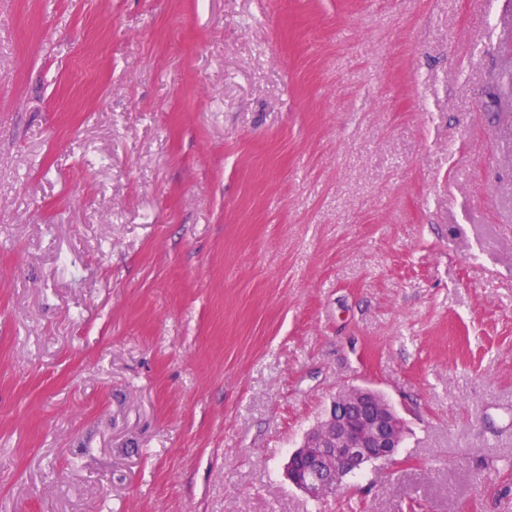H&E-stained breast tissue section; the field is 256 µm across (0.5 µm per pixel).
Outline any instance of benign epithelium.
Wrapping results in <instances>:
<instances>
[{"label":"benign epithelium","instance_id":"7a95c632","mask_svg":"<svg viewBox=\"0 0 512 512\" xmlns=\"http://www.w3.org/2000/svg\"><path fill=\"white\" fill-rule=\"evenodd\" d=\"M403 438L404 421L393 404L368 386L351 385L336 394L322 428L290 453L285 474L297 490L324 498L368 464L392 461Z\"/></svg>","mask_w":512,"mask_h":512}]
</instances>
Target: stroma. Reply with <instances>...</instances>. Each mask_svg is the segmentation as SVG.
Masks as SVG:
<instances>
[{
	"instance_id": "35a3bbf8",
	"label": "stroma",
	"mask_w": 512,
	"mask_h": 512,
	"mask_svg": "<svg viewBox=\"0 0 512 512\" xmlns=\"http://www.w3.org/2000/svg\"><path fill=\"white\" fill-rule=\"evenodd\" d=\"M0 512H512V0H0ZM404 430L402 417L384 395L368 386H348L336 394L322 428L305 434L290 453L286 477L312 499L327 497L368 464L392 461Z\"/></svg>"
}]
</instances>
